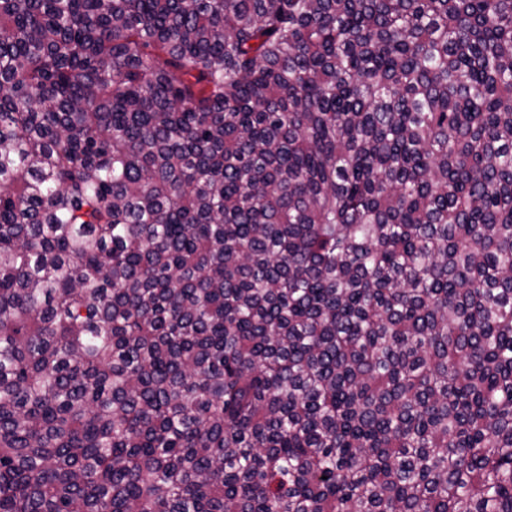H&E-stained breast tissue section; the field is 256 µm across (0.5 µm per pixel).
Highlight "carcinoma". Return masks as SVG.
<instances>
[{"label": "carcinoma", "mask_w": 512, "mask_h": 512, "mask_svg": "<svg viewBox=\"0 0 512 512\" xmlns=\"http://www.w3.org/2000/svg\"><path fill=\"white\" fill-rule=\"evenodd\" d=\"M0 512H512V0H0Z\"/></svg>", "instance_id": "cac0c4a2"}]
</instances>
